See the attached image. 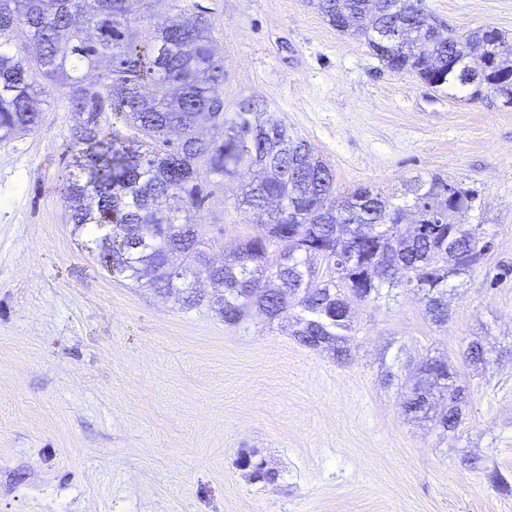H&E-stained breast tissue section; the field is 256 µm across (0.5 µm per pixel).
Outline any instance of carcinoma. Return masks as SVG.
I'll return each mask as SVG.
<instances>
[{
	"instance_id": "1",
	"label": "carcinoma",
	"mask_w": 512,
	"mask_h": 512,
	"mask_svg": "<svg viewBox=\"0 0 512 512\" xmlns=\"http://www.w3.org/2000/svg\"><path fill=\"white\" fill-rule=\"evenodd\" d=\"M336 30L365 40L396 73L412 72L435 87L477 84L512 105V37L496 28L466 35L468 57L457 54L453 31L429 40L419 14L398 0H314ZM169 13L142 42L139 4ZM174 0H0V141L42 127L36 96L45 86L68 96L80 116L67 150L83 159L62 179L74 230L92 228L97 259L136 282L173 295L184 306L203 300L194 282L208 279L216 311L235 325L256 306L269 319L300 308L292 336L310 349L350 356V303L375 300L383 285L421 292L436 325L448 321V277L468 271L492 242L481 224H452L453 210L473 208L474 189L440 174L404 184L411 200L395 204L360 186L336 194L329 166L281 121L263 119L255 103L224 117V57L202 15L185 18ZM470 64L477 81L448 69ZM204 115L224 129L220 141L196 130ZM137 135L117 139L114 125ZM260 166L259 182L240 184L235 202L257 216L261 233L215 266L198 225L180 214L205 199L203 175H239ZM294 248L272 258V243ZM326 263L324 276L314 262ZM407 408L434 411L437 424L462 422L465 387L458 373L424 359L413 371Z\"/></svg>"
}]
</instances>
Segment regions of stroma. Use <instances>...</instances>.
<instances>
[{"instance_id": "35a3bbf8", "label": "stroma", "mask_w": 512, "mask_h": 512, "mask_svg": "<svg viewBox=\"0 0 512 512\" xmlns=\"http://www.w3.org/2000/svg\"><path fill=\"white\" fill-rule=\"evenodd\" d=\"M457 34L512 35V0H424ZM243 100L328 164L337 193L439 173L476 189L462 224L492 249L449 277V318L412 290L353 306L349 362L287 319L238 325L112 275L75 234L62 177L74 124L40 95V130L0 142V512H512V105L385 69L310 0H183ZM210 175L191 216L223 260L258 232L239 181ZM476 340L485 361L465 365ZM446 358L468 389L453 431L407 412L409 365ZM270 477L256 481L251 464Z\"/></svg>"}]
</instances>
